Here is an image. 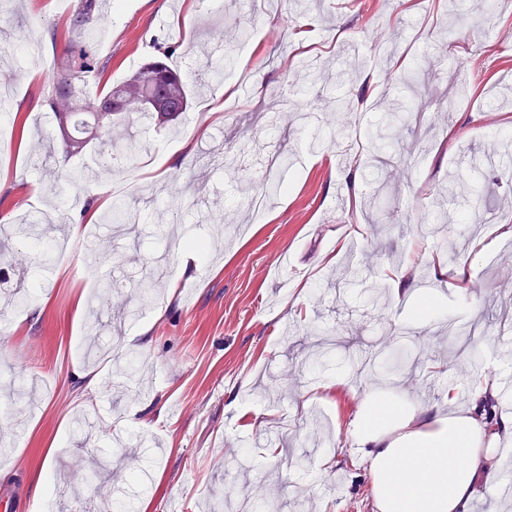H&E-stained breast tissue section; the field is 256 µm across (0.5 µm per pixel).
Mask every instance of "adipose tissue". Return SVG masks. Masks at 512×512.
Wrapping results in <instances>:
<instances>
[{"label":"adipose tissue","instance_id":"1","mask_svg":"<svg viewBox=\"0 0 512 512\" xmlns=\"http://www.w3.org/2000/svg\"><path fill=\"white\" fill-rule=\"evenodd\" d=\"M416 266V256H409L394 286L420 321L441 305L437 293L417 288ZM361 402L363 421L349 439L368 464L378 512H469L479 487L499 468L495 449L485 445L484 421L469 412L422 429L423 411L402 388L367 391Z\"/></svg>","mask_w":512,"mask_h":512}]
</instances>
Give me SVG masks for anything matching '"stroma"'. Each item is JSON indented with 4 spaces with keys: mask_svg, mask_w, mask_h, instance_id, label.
Returning <instances> with one entry per match:
<instances>
[{
    "mask_svg": "<svg viewBox=\"0 0 512 512\" xmlns=\"http://www.w3.org/2000/svg\"><path fill=\"white\" fill-rule=\"evenodd\" d=\"M76 0H11L14 94L0 112V225L37 221L66 208L71 177L86 188L113 177L87 167L91 152L67 156L45 104L44 70L66 55ZM472 0H118L104 6L81 43L106 62L87 79L100 94L131 74L158 47L185 69L200 47L223 69L211 91L193 96L178 131L153 129L146 152L125 173L147 198L142 220L121 229L56 226L30 245L0 241V438L12 441L0 463V492L13 512H346L357 497L378 512L368 472L353 448L341 471L330 448L357 413L358 393L389 389L415 375L412 399L425 409L472 407L471 358L491 356L512 373V185L501 155L512 148V6L473 18ZM257 14L248 36L239 21ZM234 48L224 59L219 45ZM384 48L394 55L378 64ZM422 63L418 83L396 80ZM468 96L456 93L460 80ZM232 85L238 108L209 116V103ZM352 110L331 107L336 96ZM408 97L411 123L385 124L387 104ZM496 125H489V117ZM388 135L386 228L376 230L354 204L374 191L363 156L370 135ZM194 151L179 171L156 158L183 141ZM269 151L293 162L284 188L260 213L247 196L260 183ZM486 184L478 226L467 202L475 178ZM454 200L442 237L459 256L438 282L442 319L475 325L474 335L439 332L440 319L413 321L393 288L373 297L370 282L329 280L350 260L365 270L396 268L411 244L432 263L433 224H418L442 188ZM224 231L198 271L146 278L154 254L180 262L191 241ZM76 242L66 266L44 278L40 253L55 238ZM112 242L113 295L134 316L106 328L102 290L85 272L89 242ZM463 276L476 299L459 295ZM122 336L135 361V386L112 363L104 341ZM408 348L403 368L390 345ZM457 380L449 390L448 380ZM309 467L295 469L293 459Z\"/></svg>",
    "mask_w": 512,
    "mask_h": 512,
    "instance_id": "35a3bbf8",
    "label": "stroma"
}]
</instances>
